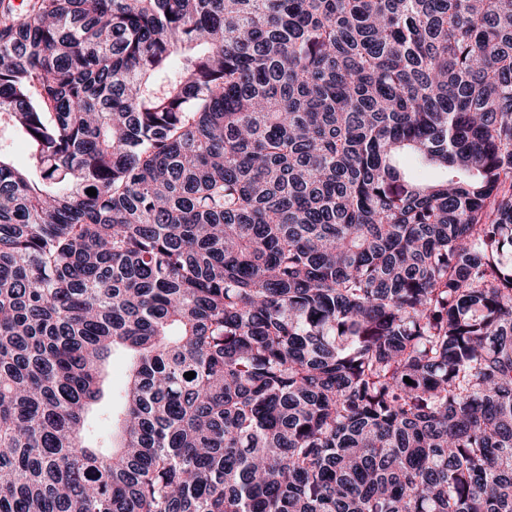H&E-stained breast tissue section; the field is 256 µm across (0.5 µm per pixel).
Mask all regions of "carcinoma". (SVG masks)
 Wrapping results in <instances>:
<instances>
[{"label":"carcinoma","instance_id":"carcinoma-1","mask_svg":"<svg viewBox=\"0 0 512 512\" xmlns=\"http://www.w3.org/2000/svg\"><path fill=\"white\" fill-rule=\"evenodd\" d=\"M2 126L0 512H512V0H0ZM0 151L12 157L19 165L26 163V148L24 143L8 130L0 132Z\"/></svg>","mask_w":512,"mask_h":512}]
</instances>
